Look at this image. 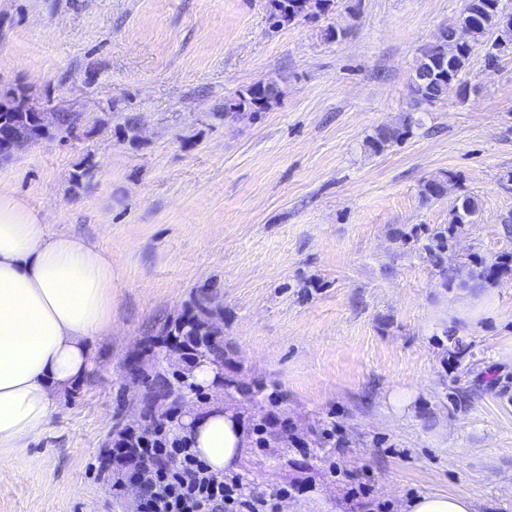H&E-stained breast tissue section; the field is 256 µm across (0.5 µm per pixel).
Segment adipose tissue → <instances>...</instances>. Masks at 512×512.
<instances>
[{
  "mask_svg": "<svg viewBox=\"0 0 512 512\" xmlns=\"http://www.w3.org/2000/svg\"><path fill=\"white\" fill-rule=\"evenodd\" d=\"M111 333V256L0 197V466L45 431L58 394L89 370L91 339ZM178 433L216 473L249 446L220 406L187 413Z\"/></svg>",
  "mask_w": 512,
  "mask_h": 512,
  "instance_id": "1",
  "label": "adipose tissue"
}]
</instances>
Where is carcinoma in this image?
Returning a JSON list of instances; mask_svg holds the SVG:
<instances>
[{
  "label": "carcinoma",
  "mask_w": 512,
  "mask_h": 512,
  "mask_svg": "<svg viewBox=\"0 0 512 512\" xmlns=\"http://www.w3.org/2000/svg\"><path fill=\"white\" fill-rule=\"evenodd\" d=\"M298 0H269V20L274 25L292 23L299 18V12L294 7ZM503 9L499 0H467L465 8L458 19V26L467 27L470 31L471 43L463 45L458 41L456 28L449 27L443 31L436 41V53L447 62V68L439 72L431 82L423 81L426 62L415 66L411 85L415 86L417 97L426 102H438L448 97L454 88L458 74L465 67L471 55L473 44L487 37L494 38L493 46L507 45L512 47V25L505 26L501 22ZM281 91L273 81H259L229 102L224 103V109L229 111L257 110L263 112L269 109L280 98ZM27 102L25 95L16 92H6L0 96V132L7 131L14 125L32 124L35 113L22 111ZM78 117L70 112L57 113L54 130H45L41 138H53L57 135L73 133ZM477 212V203L472 198L462 202L461 210L454 214L452 223L471 224ZM448 228H437L432 233L430 243L426 245L429 255L441 257L448 250ZM209 313L205 306H199L198 313L180 318L163 327L164 336H181L185 344H194L193 337L200 335L201 326L208 320ZM197 362H209L215 366L223 363V352L212 345H202L194 348Z\"/></svg>",
  "instance_id": "carcinoma-1"
}]
</instances>
